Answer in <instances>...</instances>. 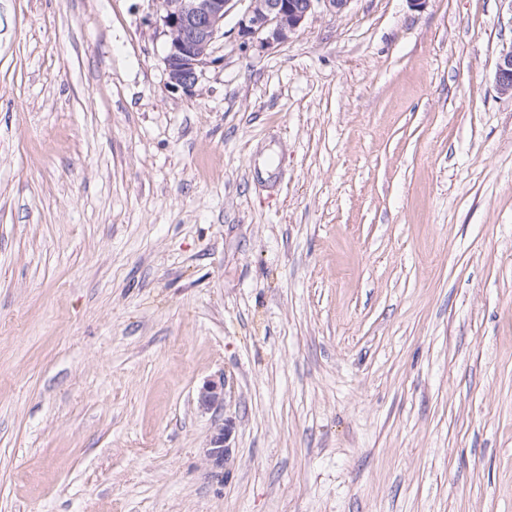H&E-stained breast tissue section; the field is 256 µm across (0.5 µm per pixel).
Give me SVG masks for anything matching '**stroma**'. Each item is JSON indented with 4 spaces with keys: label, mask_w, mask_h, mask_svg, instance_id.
I'll return each instance as SVG.
<instances>
[{
    "label": "stroma",
    "mask_w": 512,
    "mask_h": 512,
    "mask_svg": "<svg viewBox=\"0 0 512 512\" xmlns=\"http://www.w3.org/2000/svg\"><path fill=\"white\" fill-rule=\"evenodd\" d=\"M156 9L0 0V512H512V0ZM158 23L167 36L163 57L167 84L192 91L216 59L213 45L224 36V21L246 8L237 21V35L246 47L268 48L288 42L321 3L341 14L351 0H161ZM494 81L501 95L512 98V44L500 52L495 66ZM201 408L209 410L221 408L224 405V380L209 379L199 388L197 396ZM232 427L230 424H224L216 428L209 436L203 447L205 459L215 468H221L224 465V459L227 456V442L231 436Z\"/></svg>",
    "instance_id": "obj_1"
}]
</instances>
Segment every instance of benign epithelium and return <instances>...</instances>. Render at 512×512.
Wrapping results in <instances>:
<instances>
[{
    "label": "benign epithelium",
    "instance_id": "7a95c632",
    "mask_svg": "<svg viewBox=\"0 0 512 512\" xmlns=\"http://www.w3.org/2000/svg\"><path fill=\"white\" fill-rule=\"evenodd\" d=\"M351 0H159L158 23L167 36L163 57L167 84L173 89L192 91L214 62L213 45L224 35V21L239 14L237 35L246 47L268 48L288 42L315 12L319 4L332 13H342ZM246 4L238 12L240 4ZM495 86L503 96L512 97V45L502 49L494 73ZM201 408L224 405V379H209L199 388ZM232 427L216 428L203 447L205 459L215 468L224 465Z\"/></svg>",
    "mask_w": 512,
    "mask_h": 512
}]
</instances>
